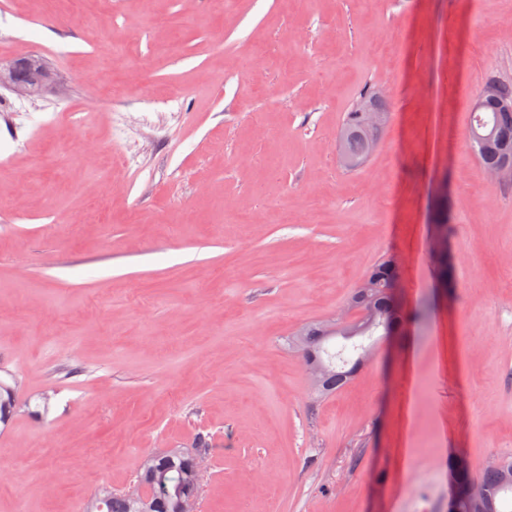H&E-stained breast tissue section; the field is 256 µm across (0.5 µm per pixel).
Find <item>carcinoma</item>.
I'll use <instances>...</instances> for the list:
<instances>
[{
    "mask_svg": "<svg viewBox=\"0 0 512 512\" xmlns=\"http://www.w3.org/2000/svg\"><path fill=\"white\" fill-rule=\"evenodd\" d=\"M504 95L483 101L472 113L469 140L482 168L492 169L512 164V84L505 83ZM364 124L363 113L349 109L344 113L341 148L349 155L365 152V142L352 135ZM434 275L444 288L455 287L454 267L448 259L433 256ZM400 273L394 260L384 257L364 276L367 288L352 290L348 306L351 318L344 324L332 319L305 326L290 339L300 349L304 360L323 365L319 376L309 381L314 397L322 398L345 385L360 367L365 350L382 340L397 339L411 325L428 321L432 305L423 300L407 311L396 294ZM17 396L11 386L0 382V423L8 426L13 419ZM207 443L198 439L195 449L168 448L145 456L136 473V489L112 494L95 508L84 512H182V504L198 494L194 475V456L206 451ZM448 473L455 481L457 500L450 512H512V456L501 457L480 473L472 472L458 461L448 462Z\"/></svg>",
    "mask_w": 512,
    "mask_h": 512,
    "instance_id": "obj_1",
    "label": "carcinoma"
}]
</instances>
